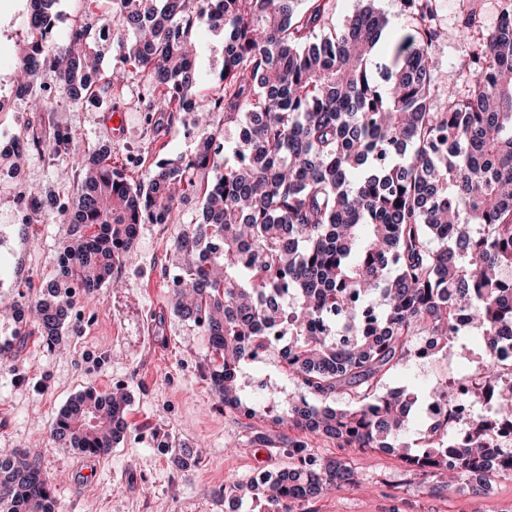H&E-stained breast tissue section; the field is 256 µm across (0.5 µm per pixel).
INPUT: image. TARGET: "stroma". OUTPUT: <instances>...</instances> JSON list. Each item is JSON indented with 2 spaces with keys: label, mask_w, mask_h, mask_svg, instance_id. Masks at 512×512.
<instances>
[{
  "label": "stroma",
  "mask_w": 512,
  "mask_h": 512,
  "mask_svg": "<svg viewBox=\"0 0 512 512\" xmlns=\"http://www.w3.org/2000/svg\"><path fill=\"white\" fill-rule=\"evenodd\" d=\"M27 0H0V136L21 135L31 114L28 97L12 92L25 32ZM460 0H439L441 35L431 48L435 59L434 94L448 86L465 92L466 64L477 41L462 35ZM196 69L204 88L218 86L224 72L223 37L199 21L192 31ZM40 84L52 88L50 109L40 115L45 148L25 157L30 184L45 195L73 197L75 188L56 176L50 145L57 124L69 127L81 152L109 145L114 166L136 180L145 178L161 159L189 158L202 131L225 146L237 137L236 126L211 113L208 127L193 113L165 133L154 134L134 107L143 80L129 73L118 106L124 116L121 137H113L101 111L71 104L55 87L53 72ZM200 211L195 203L179 206L169 223L141 225L136 243L100 289L94 306L82 309L79 322L54 352L30 337L23 351L0 361V448H21L38 456L54 480L58 512H269L265 497L249 492L234 502L214 498L212 490L228 477L250 482L260 473H278L291 461L283 441L292 431L272 414L256 417L225 409L207 373L206 350L193 323L174 310L164 271L181 269L173 247ZM14 252L10 273L16 285L0 290V307L34 298L52 273V260L69 235V225L54 214L40 223L11 224ZM123 387L129 396V429L112 451L96 460L98 473L86 480L80 471L86 457L58 447L50 438L59 409L77 393ZM265 434L256 444V434ZM318 461H352L360 486L332 490L296 512H512V479L500 480L483 494L451 490L437 493L432 480L410 475L398 456L339 447L318 437L310 440ZM199 448L201 461L180 465L181 449Z\"/></svg>",
  "instance_id": "1"
}]
</instances>
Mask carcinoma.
Returning a JSON list of instances; mask_svg holds the SVG:
<instances>
[{
    "label": "carcinoma",
    "instance_id": "cac0c4a2",
    "mask_svg": "<svg viewBox=\"0 0 512 512\" xmlns=\"http://www.w3.org/2000/svg\"><path fill=\"white\" fill-rule=\"evenodd\" d=\"M416 27L379 47L389 20L364 5L329 27L335 0H115L112 37L121 66L148 81L140 111L176 121L183 112L224 113L244 133L233 161L203 133L188 160L163 159L147 181L106 162L108 151L80 154L57 126L52 151L63 178L76 180L72 200L29 191L31 217L54 211L71 225L60 262L36 298L13 307L11 338L0 356L24 347L32 328L52 350L77 305H88L134 246L137 229L171 217L194 195L203 223L175 243L191 257L173 296L175 311L208 345V373L224 407L257 414L241 383L245 365L269 352L266 327L288 329L282 374L303 394L279 407L275 422L295 466L264 475L249 488L294 512L344 486L359 485L349 462L315 466L307 440L397 454L415 476L437 488L484 492L512 477V448H494V430L512 422V381L500 377L496 348L512 329V26L484 38L468 68L463 96L431 95L438 38L435 0H400ZM56 0H29L17 87L33 92L39 74L57 73L73 104L112 108L122 85L101 76L91 23L72 27L62 45L40 34L54 27ZM207 19L224 35V74L204 94L190 35ZM24 149L41 150L28 123ZM466 311L469 331L454 320ZM481 341L484 368L472 395L495 394L466 448L452 443L451 417L425 416L432 402L453 410L456 389L441 383L417 392L388 380L432 336L437 352L462 337ZM126 398L89 388L62 407L51 436L59 446L104 456L124 436ZM423 421V451L405 441L409 420ZM49 476L25 451L0 453V512H56Z\"/></svg>",
    "mask_w": 512,
    "mask_h": 512
}]
</instances>
